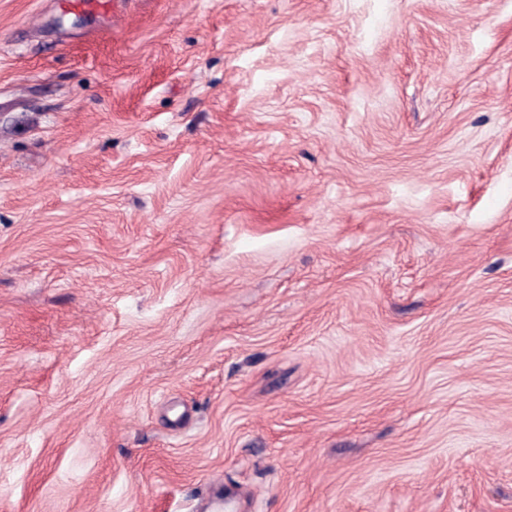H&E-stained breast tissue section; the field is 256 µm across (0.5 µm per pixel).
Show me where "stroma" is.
Instances as JSON below:
<instances>
[{
  "label": "stroma",
  "instance_id": "stroma-1",
  "mask_svg": "<svg viewBox=\"0 0 512 512\" xmlns=\"http://www.w3.org/2000/svg\"><path fill=\"white\" fill-rule=\"evenodd\" d=\"M512 512V0H0V512Z\"/></svg>",
  "mask_w": 512,
  "mask_h": 512
}]
</instances>
